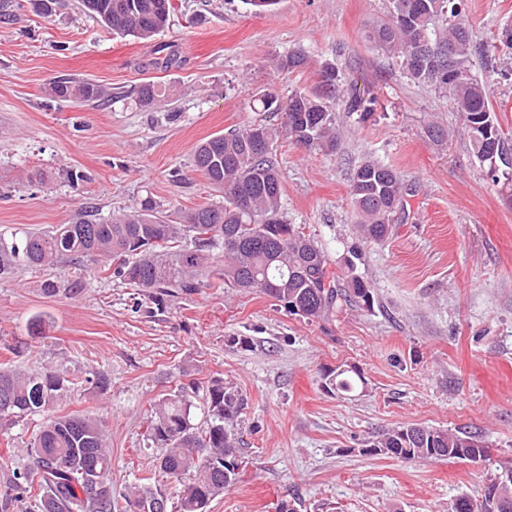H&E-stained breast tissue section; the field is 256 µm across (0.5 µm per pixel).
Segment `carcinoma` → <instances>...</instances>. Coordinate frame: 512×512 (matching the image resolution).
<instances>
[{
	"instance_id": "cac0c4a2",
	"label": "carcinoma",
	"mask_w": 512,
	"mask_h": 512,
	"mask_svg": "<svg viewBox=\"0 0 512 512\" xmlns=\"http://www.w3.org/2000/svg\"><path fill=\"white\" fill-rule=\"evenodd\" d=\"M387 18L367 33L370 43L399 62L415 82L431 84L448 94L460 113L473 153L483 161L508 158V146L491 116L484 86L467 77L465 65L473 51L472 31L462 14L461 0H389ZM83 11L107 28L147 42L169 18L171 0H81ZM323 94L296 92L288 97L285 126L303 144L336 149L339 129L335 113L322 102L335 96L338 74L321 73ZM58 98L103 104L111 94L96 83L61 78L50 85ZM143 107L157 104L160 92L151 82L135 89ZM376 99L365 89L347 92L346 110L367 121ZM492 126V140L475 136L473 125ZM278 131L264 124L212 136L195 149V164L214 186L224 190V204L180 212L172 222L147 197L127 213L101 220L84 207L67 224L22 236L0 235V277L14 272L18 262L51 271L68 259L96 265L162 303L168 297L192 295L211 273V250H224L218 276L224 287L256 291L271 298L291 315L309 321L325 319L341 302L372 300L368 284L346 263V276L331 269L330 260L311 235L281 215L282 183L272 160ZM415 188L395 170L365 161L354 170L350 196L357 215L354 233L362 242L389 237L406 197ZM357 378L346 370L329 379L330 388L350 392ZM195 383L181 385L155 406L147 427L148 439L161 449L157 468L180 484L172 512H207L212 499L238 479L243 449L235 426L245 409L244 399L222 378L205 387L204 405L210 423L198 429L192 423L187 392ZM65 379L51 370L39 373L0 368V422L15 423L46 415L26 453L31 464L13 473L4 496L26 498V512H135L143 501L168 494L158 488L134 487L123 496L124 506L112 495L111 456L102 420L90 415H51L67 397ZM367 452L379 448L400 461L458 459L476 462L487 454L485 440L468 432L433 427L397 426L366 442ZM105 471L106 488L87 492L76 456ZM454 512H512V469L486 484L476 498L457 499Z\"/></svg>"
}]
</instances>
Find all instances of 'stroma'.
<instances>
[{"label": "stroma", "instance_id": "obj_1", "mask_svg": "<svg viewBox=\"0 0 512 512\" xmlns=\"http://www.w3.org/2000/svg\"><path fill=\"white\" fill-rule=\"evenodd\" d=\"M0 22V234L68 223L83 206L100 216L152 197L169 212L222 202L193 163L197 144L254 123L281 125L258 97L320 89L324 66L341 89L369 88L368 121L330 100L341 135L334 151L281 137L275 158L282 211L327 253L333 269L350 258L357 220L349 186L371 160L416 188L407 220L384 243H367L355 272L371 305H342L310 322L267 296L210 279L198 293L156 303L117 278L63 262L0 278V365L49 369L72 383L54 412L103 419L112 492L144 484L176 487L156 467L145 437L153 407L180 383L224 378L247 407L240 437L247 465L207 512H452L512 466V167L472 152L447 96L411 81L392 56L368 42L388 0H277L251 14L241 0H171L167 26L150 41L112 33L78 0L51 14L35 0H10ZM477 47L469 64L495 123L512 146V49L482 52L512 26V0H464ZM162 46L180 58L150 67ZM307 62L280 69L289 54ZM89 79L112 99L98 107L49 95L55 77ZM161 106L140 107L144 81ZM447 129L433 139L431 126ZM84 181L71 183V174ZM79 294H65L75 280ZM53 280L60 293L44 290ZM248 337L246 347L230 344ZM357 370L351 393L329 390L327 374ZM106 377L107 393L93 379ZM41 416L0 425V487L29 464L25 449ZM461 428L484 435L486 460L402 462L365 450L395 426Z\"/></svg>", "mask_w": 512, "mask_h": 512}]
</instances>
